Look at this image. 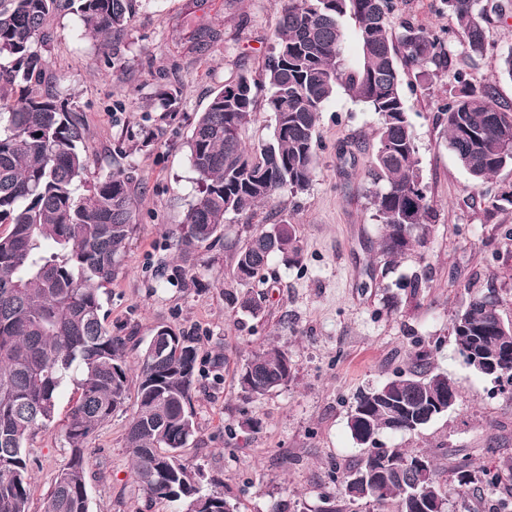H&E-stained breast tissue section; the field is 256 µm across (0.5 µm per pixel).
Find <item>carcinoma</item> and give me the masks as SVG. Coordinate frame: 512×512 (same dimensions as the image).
Instances as JSON below:
<instances>
[{
	"instance_id": "1",
	"label": "carcinoma",
	"mask_w": 512,
	"mask_h": 512,
	"mask_svg": "<svg viewBox=\"0 0 512 512\" xmlns=\"http://www.w3.org/2000/svg\"><path fill=\"white\" fill-rule=\"evenodd\" d=\"M140 0H0V512H29L31 476L27 445L55 420L57 400L74 386L62 423L69 458L46 497L43 512H89L86 450L102 424L119 410L131 383L135 410L125 431L137 480L151 498L184 505V512H236L220 493L201 489L180 451L197 432L192 390L197 339L168 328L165 359L152 342L112 335L103 324L100 290L122 272L133 232L136 194L128 167L85 181L91 161L87 130L69 99L54 89L36 91L45 74L42 54L49 19L61 10L77 16L92 39L122 33ZM456 21L467 52L486 51L483 0H441ZM393 0H282L275 45L261 73L240 74L212 94L186 141L198 175L184 220L171 232L182 280L195 278L198 251L224 239L230 214L241 215L285 190L307 189L315 176V137L323 105L340 89L379 115L368 176L371 203L382 233L381 251L398 258L429 243L431 205L403 95L402 70L425 75L448 67L450 50L410 21L394 34ZM357 25L358 54L345 63L343 19ZM451 99L441 106L448 147L479 184L512 166V110L497 102L492 84L476 86L454 76ZM183 86L158 94L159 120L172 124ZM271 113L273 131L253 146L246 130L258 106ZM302 248L294 225L257 224L233 246L224 300L257 318L265 295L256 284L276 258L298 263ZM456 349L486 352L512 348V323H503L492 293L471 296L454 321ZM294 378L288 352L269 343L251 351L238 374L241 390L259 399ZM457 393L445 374L415 369L360 393L348 428L365 452L325 496L320 512H344L339 502L366 499L377 512H446L448 497L471 483L469 463L459 462L456 482L440 477L434 459L402 448H383L379 437L415 433L443 413ZM372 473L375 486L349 481Z\"/></svg>"
}]
</instances>
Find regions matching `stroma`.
Instances as JSON below:
<instances>
[{"instance_id": "stroma-1", "label": "stroma", "mask_w": 512, "mask_h": 512, "mask_svg": "<svg viewBox=\"0 0 512 512\" xmlns=\"http://www.w3.org/2000/svg\"><path fill=\"white\" fill-rule=\"evenodd\" d=\"M489 2L487 51L473 60L439 0H394L392 25L411 21L451 50L447 67L403 77L432 207L428 247L395 260L380 253L367 176L378 116L338 92L320 114L309 188L282 192L272 205L226 223L232 243L243 242L253 224L284 220L296 228L302 262L273 264L259 318L224 302L230 260L223 245L201 250L194 283L168 282L158 269L173 260L167 231L182 221L197 190L183 142L215 90L239 74H258L272 51L278 0H141L126 30L105 43L79 37L67 12L51 20L46 79L85 120L91 175L110 171L121 148L137 189L125 266L103 291L101 316L112 332L142 340L160 326L197 336L198 431L180 458L199 471L203 490L223 493L238 512H319L338 472L362 453L347 426L357 393L409 372L423 351L432 370L454 382L457 401L418 433L385 434L381 444L432 455L445 479L468 459L475 480L463 495L449 496L447 512H512V396L470 369L451 336L476 291L494 289L502 317L512 321V210L493 211L483 188L458 165L439 112L458 71L473 84H493L499 103L512 107V78L500 70L501 57L512 51V0ZM200 28L218 32V39L200 44ZM109 54L118 56L116 67L105 66ZM176 79L184 86L178 118L161 129L156 95ZM145 130L157 134L150 146L126 137ZM269 341L288 352L294 378L253 399L234 372ZM218 354L227 365L216 377L209 367ZM135 405L128 397L88 445L90 512H173L172 503L148 497L134 475L124 434ZM251 418L258 427L248 426ZM68 456L59 427L33 439L31 512H41Z\"/></svg>"}]
</instances>
